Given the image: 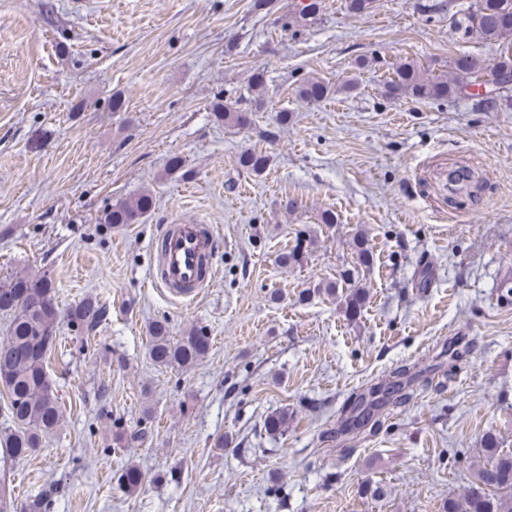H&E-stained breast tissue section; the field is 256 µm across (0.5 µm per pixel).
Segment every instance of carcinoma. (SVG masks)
<instances>
[{"instance_id":"cac0c4a2","label":"carcinoma","mask_w":512,"mask_h":512,"mask_svg":"<svg viewBox=\"0 0 512 512\" xmlns=\"http://www.w3.org/2000/svg\"><path fill=\"white\" fill-rule=\"evenodd\" d=\"M321 7V0L296 4L294 21L301 23L314 18ZM456 24L496 46V62L489 66L474 55L458 54L449 61V74L436 76L414 60L402 61L384 84L385 97L420 101L448 99L499 71L512 74V0H475L461 11ZM329 91V84L316 77H308L297 86V94L309 101H320ZM214 111L220 113L226 124L243 126L248 122L247 113L222 102L215 104ZM239 164L259 175L266 169L267 157L251 151L240 156ZM152 206L149 195L121 201L104 213L103 223L136 224ZM0 313L11 316L7 336L0 339V379L4 381L12 422V426L0 431V456L13 461L38 452L43 438L60 424L58 395L46 372L45 359L55 345L61 317L88 335L106 319L108 310L96 300L83 299L61 314L52 280L43 272L16 274L0 281ZM207 350L208 337L197 329L173 342L166 326L159 324L150 336V356L165 366L186 367L202 358ZM411 379V368L399 367L393 382L383 386L386 391L383 399L367 411L347 418L346 426L351 428L356 423L363 429L371 422L377 423L375 417L385 406L405 403L411 397ZM484 451L487 463L477 473L479 486L462 501L448 498L441 512H512V455L500 453L491 435L486 437ZM119 481L134 493L143 485L144 476L139 470L128 468Z\"/></svg>"}]
</instances>
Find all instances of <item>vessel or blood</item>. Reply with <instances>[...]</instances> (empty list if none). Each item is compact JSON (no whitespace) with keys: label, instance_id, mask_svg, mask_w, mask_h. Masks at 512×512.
<instances>
[{"label":"vessel or blood","instance_id":"1","mask_svg":"<svg viewBox=\"0 0 512 512\" xmlns=\"http://www.w3.org/2000/svg\"><path fill=\"white\" fill-rule=\"evenodd\" d=\"M218 246L213 225L195 219L172 220L156 237L157 264L151 281L178 299H194L216 279L212 257Z\"/></svg>","mask_w":512,"mask_h":512}]
</instances>
